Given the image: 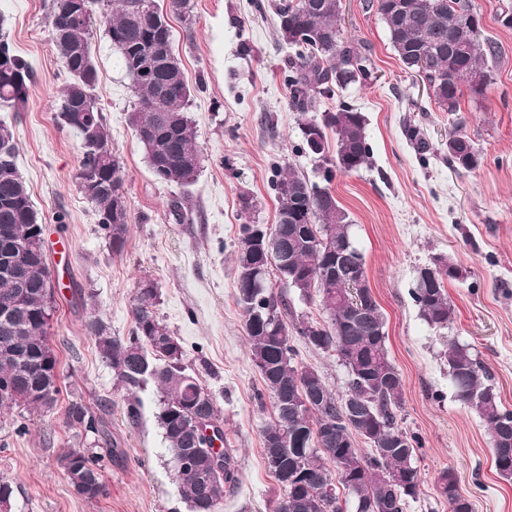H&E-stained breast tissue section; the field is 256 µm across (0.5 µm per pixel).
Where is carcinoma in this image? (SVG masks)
<instances>
[{
    "mask_svg": "<svg viewBox=\"0 0 512 512\" xmlns=\"http://www.w3.org/2000/svg\"><path fill=\"white\" fill-rule=\"evenodd\" d=\"M75 0H51L52 36L69 75L59 105L62 124L78 134L82 158L80 187L93 205L99 231L112 246L124 250L128 210L123 167L112 152L109 134L93 90L98 71L93 61L89 27L100 0H82L84 12L74 15ZM142 0H118L106 14V32L137 98L129 123L143 145L150 171L159 183L189 187L197 179L201 156L187 115L191 90L178 59L174 58L169 15L183 16L189 0H169V13L159 7L147 11ZM339 0H275L279 38L294 49L288 58L287 85L294 110L306 112L318 98L330 99L334 89L345 90L370 75L369 59L358 47L345 42L340 27ZM367 7L383 21L389 41L402 64L418 69L426 56L432 68L425 74L433 86L434 101L446 112L459 110L462 85L476 97L489 82L487 61L497 55L482 26L461 27L464 12L474 11L473 0H409L397 7L385 0H368ZM482 84H471L473 73ZM33 69L11 50L0 32V105L15 112L26 104ZM362 113L341 102L321 118L301 124L302 150L325 161L320 187L294 169H275L271 190L277 202L275 224L256 251L250 250L255 225H240L235 255L236 304L240 308L253 364L263 382L258 397L268 394L274 417L262 431L266 461L279 457L269 470L283 490L301 470L313 482L292 489L288 508L283 501L275 512H343L338 489H343L360 512H404L406 501L418 493L419 474L414 457L422 439L407 433L398 422L403 383L386 346V320L376 302L358 318L338 327L336 318L347 313L355 292L346 280L365 274L364 258L350 235L346 211L334 199L330 184L335 172L358 171L369 162L371 148ZM336 136L335 154L328 157L327 131ZM448 142V163L470 170L478 163L473 142L454 134ZM18 147L11 128L0 122V227H10L9 239L0 235V258L13 252L16 272L0 273V345L12 342L17 360L0 358V407L24 403L48 413L57 404V357L47 336L53 296L51 273L44 250V227L25 180L17 166ZM431 284L416 279L411 297L421 317L435 328H445L453 307L446 284L454 279L448 261ZM276 268L287 287L303 296L316 291L327 320H301L288 326L287 298L269 289L267 275ZM157 288L143 280L134 298L133 327L129 336L111 334L99 318L86 322L101 356L123 383L136 387L152 381L160 393L158 421L171 455L184 448L198 449L195 464L209 461L213 439L224 438L219 411L211 394L183 364L184 351L155 310ZM319 350L332 351L347 368L349 380L343 394L333 393L314 368L295 364V338ZM453 394L476 411L490 435L496 472L512 480V410L506 408L471 347L448 344L445 352ZM202 411L213 430L192 441L184 421ZM69 424L85 434L98 433L99 420L81 401L66 408ZM369 444L363 454L356 439ZM224 466L213 471L207 512H219L224 488L239 481L228 449ZM69 483L87 499L103 489L101 457L72 448L59 459ZM175 480L190 502L192 512H202L200 487L194 470L175 472ZM440 495L449 512H473L471 498L462 492L453 472L438 478Z\"/></svg>",
    "mask_w": 512,
    "mask_h": 512,
    "instance_id": "obj_1",
    "label": "carcinoma"
}]
</instances>
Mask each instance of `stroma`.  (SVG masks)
<instances>
[{
  "label": "stroma",
  "instance_id": "stroma-1",
  "mask_svg": "<svg viewBox=\"0 0 512 512\" xmlns=\"http://www.w3.org/2000/svg\"><path fill=\"white\" fill-rule=\"evenodd\" d=\"M273 2L190 0L188 13L170 19L202 156L188 188L153 177L128 122L134 93L104 19L95 15L94 95L123 166L129 210L128 240L118 254L79 187L80 139L58 119L68 75L52 39L49 0H0V32L34 72L24 109L0 107V120L14 133L17 165L44 224L54 283L47 336L60 388L53 412L0 409V480L14 489L7 512H192L175 481L155 385L122 383L85 329L95 316L112 335L128 336L145 279L158 290L156 311L181 343L188 372L220 411L240 479L225 489L220 512H273L281 488L261 441L272 403L257 397L262 385L235 303L234 255L240 224L275 222L274 167H292L317 184L324 168L299 148L305 116L289 102V49L277 40ZM474 2L498 50L483 96H463L458 111H443L426 80L403 66L366 0H341L343 34L369 57L371 76L317 105L323 111L344 102L366 119L368 165L337 173L331 188L385 316L389 356L403 380L399 424L424 442L414 459L419 492L405 512H449L438 490L446 469L474 512H512V480L496 473L479 415L455 400L444 356L451 341L470 344L512 410V26L501 22L512 0ZM457 132L475 145L473 169L448 164L446 143ZM244 193L256 203L248 215L241 211ZM180 197L192 215L183 224L169 210ZM437 256L461 271L447 287L454 315L443 329L428 325L411 298L418 270ZM296 348L299 364L318 370L333 392L345 390L348 373L335 353L302 342ZM75 399L91 407L104 435L92 439L67 426L65 410ZM133 402L135 420L128 416ZM79 447L105 455L103 492L93 500L77 494L58 465L64 452Z\"/></svg>",
  "mask_w": 512,
  "mask_h": 512
}]
</instances>
